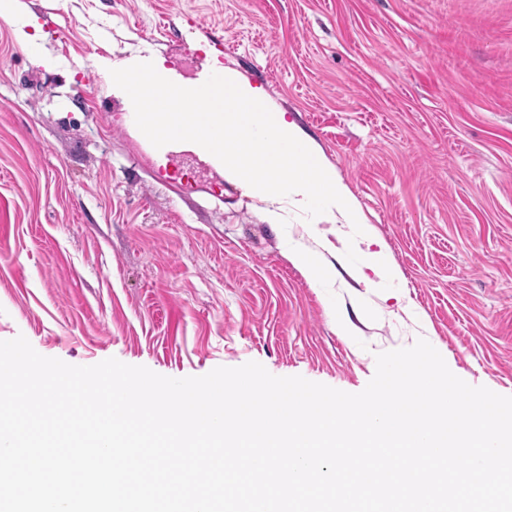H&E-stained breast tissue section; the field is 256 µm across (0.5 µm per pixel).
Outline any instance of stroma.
<instances>
[{"label":"stroma","mask_w":512,"mask_h":512,"mask_svg":"<svg viewBox=\"0 0 512 512\" xmlns=\"http://www.w3.org/2000/svg\"><path fill=\"white\" fill-rule=\"evenodd\" d=\"M25 3L32 44L0 21V340L171 378L255 361L357 393L376 353L424 338L512 396V0ZM151 52L187 82L214 55L263 88L370 237L288 205L270 224L196 153L139 139L97 64ZM293 245L335 282L310 287Z\"/></svg>","instance_id":"35a3bbf8"}]
</instances>
